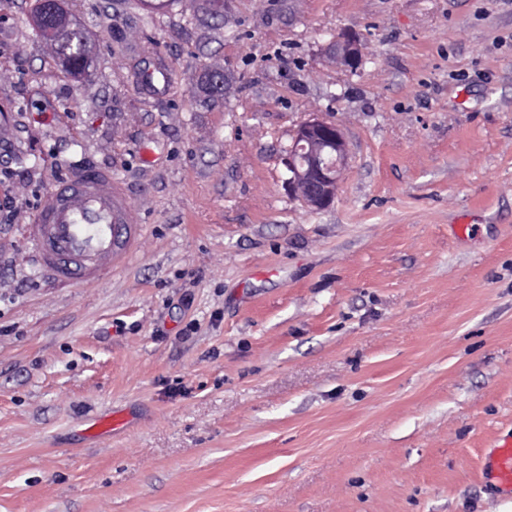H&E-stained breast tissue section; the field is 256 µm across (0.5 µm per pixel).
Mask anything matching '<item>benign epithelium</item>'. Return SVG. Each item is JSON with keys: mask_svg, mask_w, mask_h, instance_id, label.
Wrapping results in <instances>:
<instances>
[{"mask_svg": "<svg viewBox=\"0 0 512 512\" xmlns=\"http://www.w3.org/2000/svg\"><path fill=\"white\" fill-rule=\"evenodd\" d=\"M328 51L331 59L344 68L362 64V45L352 35H336ZM291 146L303 152L304 159L296 160L291 152L281 159L288 172L285 180L288 193L316 210L330 206L336 196L341 170L348 159V147L342 131L336 125L312 116L295 129Z\"/></svg>", "mask_w": 512, "mask_h": 512, "instance_id": "benign-epithelium-1", "label": "benign epithelium"}]
</instances>
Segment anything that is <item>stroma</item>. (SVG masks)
<instances>
[{
    "instance_id": "1",
    "label": "stroma",
    "mask_w": 512,
    "mask_h": 512,
    "mask_svg": "<svg viewBox=\"0 0 512 512\" xmlns=\"http://www.w3.org/2000/svg\"><path fill=\"white\" fill-rule=\"evenodd\" d=\"M35 2L0 0V512H512V0H66L89 78ZM312 115L323 210L279 162ZM74 162L142 221L83 287L28 236ZM49 0H37L36 7L34 8L33 15L36 22V29L38 35L42 29H52L57 31V55L60 60L68 59L74 64L73 68L66 67L63 63L57 59V63L66 71L70 72L74 76H81V72L78 70L79 59H80V48L83 41L88 43L89 36L87 31L81 27L75 20H73L63 7V1H60L57 6V12L66 15L71 22L68 26H60L58 24L57 15L52 11L50 3H46ZM328 51L331 59L344 68L360 66L363 60V49L360 42L352 35L337 34L330 42ZM292 147L302 151L305 158L298 162L290 152ZM288 149L281 159L288 172L285 180L288 193L316 210L330 206L348 159L347 143L340 128L312 116L295 129ZM328 154L333 157L327 159ZM485 472L496 490L512 495V438L494 449L486 461Z\"/></svg>"
}]
</instances>
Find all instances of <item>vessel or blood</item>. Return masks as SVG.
Here are the masks:
<instances>
[{"label": "vessel or blood", "instance_id": "b4317fda", "mask_svg": "<svg viewBox=\"0 0 512 512\" xmlns=\"http://www.w3.org/2000/svg\"><path fill=\"white\" fill-rule=\"evenodd\" d=\"M141 232L127 190L111 170L74 168L36 212L31 243L49 275L86 285L125 264ZM485 472L496 490L512 495V438L494 449Z\"/></svg>", "mask_w": 512, "mask_h": 512}]
</instances>
